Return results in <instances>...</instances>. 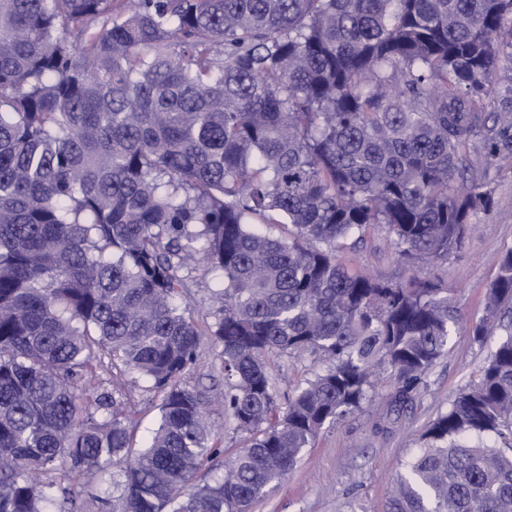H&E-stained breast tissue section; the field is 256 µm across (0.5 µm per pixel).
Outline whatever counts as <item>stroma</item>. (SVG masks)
Here are the masks:
<instances>
[{"mask_svg": "<svg viewBox=\"0 0 512 512\" xmlns=\"http://www.w3.org/2000/svg\"><path fill=\"white\" fill-rule=\"evenodd\" d=\"M496 183L497 207L478 212L476 229L462 249L445 262L418 270L419 275L447 286L465 325L453 334L447 354L423 377L407 408L393 413L395 382L389 377L379 381L364 412L324 428L312 447L304 450L295 470L273 484L252 512H387L392 479L423 448L422 435L429 423L446 410L460 389L478 381L496 344L492 338L475 342L467 330L483 317L485 290L498 271L501 255L512 248L511 160L500 163ZM340 258L351 268H366L386 279L410 274L394 258L380 229L357 249H344ZM128 380L135 421L133 445L141 448L158 425V399L138 375H129ZM186 381L191 386L214 387L217 396L208 407V421L219 444L238 448L240 439L218 396L224 380L219 351L210 337H201L198 363Z\"/></svg>", "mask_w": 512, "mask_h": 512, "instance_id": "35a3bbf8", "label": "stroma"}]
</instances>
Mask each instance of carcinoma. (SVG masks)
<instances>
[{
	"instance_id": "cac0c4a2",
	"label": "carcinoma",
	"mask_w": 512,
	"mask_h": 512,
	"mask_svg": "<svg viewBox=\"0 0 512 512\" xmlns=\"http://www.w3.org/2000/svg\"><path fill=\"white\" fill-rule=\"evenodd\" d=\"M507 31L512 0H0V512H85V493L100 512H250L376 376L409 401L461 311L436 280L338 253L378 226L398 261H443L497 205ZM210 274L245 439L227 463L185 382L201 336L186 302ZM504 310L512 248L469 326L505 337L388 512H512ZM304 354L323 367L282 407L268 358ZM131 372L159 398L137 450Z\"/></svg>"
}]
</instances>
